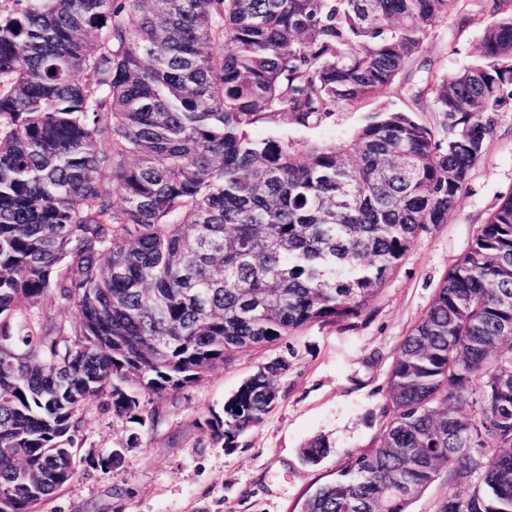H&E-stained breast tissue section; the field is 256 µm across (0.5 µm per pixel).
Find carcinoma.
<instances>
[{"instance_id":"carcinoma-1","label":"carcinoma","mask_w":512,"mask_h":512,"mask_svg":"<svg viewBox=\"0 0 512 512\" xmlns=\"http://www.w3.org/2000/svg\"><path fill=\"white\" fill-rule=\"evenodd\" d=\"M0 6V492L10 512L76 477L82 414L131 431L242 351L366 310L419 233L448 223L512 98V0L480 58L351 138L320 126L386 94L459 0H5ZM437 112L439 124L414 112ZM121 204H116L114 194ZM512 192L390 366L378 436L300 512H512ZM71 307L72 326L45 316ZM261 364L201 428L242 445L280 399ZM468 407L464 412L461 407ZM327 445L303 448L317 464ZM478 475H473L468 483L455 484L448 481V468L439 469L434 482L409 507L410 512H436L439 504L452 493L465 494L477 483Z\"/></svg>"}]
</instances>
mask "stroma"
<instances>
[{"instance_id":"1","label":"stroma","mask_w":512,"mask_h":512,"mask_svg":"<svg viewBox=\"0 0 512 512\" xmlns=\"http://www.w3.org/2000/svg\"><path fill=\"white\" fill-rule=\"evenodd\" d=\"M490 5L459 0L429 30L418 59L390 93L337 109L317 128L296 126L282 114L256 128V136L347 139L373 112L407 108L408 87L429 73H451L476 60ZM511 192L512 102L496 114L493 134L447 223L420 233L367 310L343 323L309 325L210 369L181 393L157 400L155 427L140 432L138 441L129 440L111 412L89 408L76 454L79 473L38 512H299L307 496L335 476L347 453L366 449L378 435L399 344L487 214ZM273 359L288 364L276 408L243 446L228 451L214 444L201 422L221 412L225 398L258 364ZM317 437L329 451L313 465L302 450ZM114 451L120 459L112 467L92 466V459Z\"/></svg>"}]
</instances>
